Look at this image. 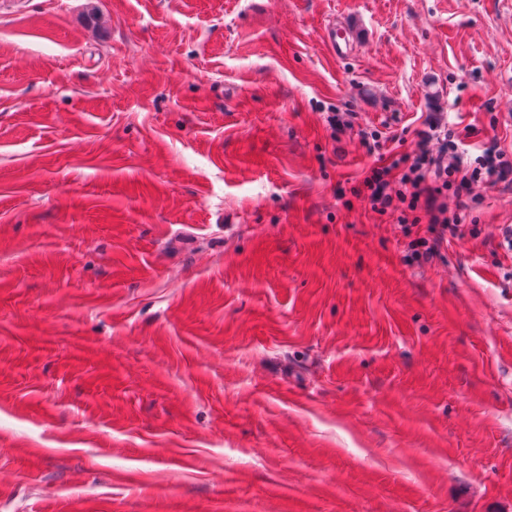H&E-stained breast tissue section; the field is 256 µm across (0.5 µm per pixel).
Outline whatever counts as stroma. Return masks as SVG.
<instances>
[{"instance_id": "stroma-1", "label": "stroma", "mask_w": 512, "mask_h": 512, "mask_svg": "<svg viewBox=\"0 0 512 512\" xmlns=\"http://www.w3.org/2000/svg\"><path fill=\"white\" fill-rule=\"evenodd\" d=\"M330 109L512 152V0H0V512H512V192L416 271ZM327 46L336 58L350 57L353 53V41L348 26L338 27L336 23L329 24L326 30Z\"/></svg>"}]
</instances>
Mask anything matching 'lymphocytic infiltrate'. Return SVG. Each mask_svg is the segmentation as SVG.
<instances>
[{"label":"lymphocytic infiltrate","mask_w":512,"mask_h":512,"mask_svg":"<svg viewBox=\"0 0 512 512\" xmlns=\"http://www.w3.org/2000/svg\"><path fill=\"white\" fill-rule=\"evenodd\" d=\"M326 121L333 136L356 131L360 146L374 157L350 193L394 221L407 241L409 266L432 264L452 239L480 236V225L466 221L468 211L483 202L484 189L512 188V153L494 142L470 146L473 127L454 131L431 120L417 130L414 150L388 155L382 132L356 128L353 113L331 112Z\"/></svg>","instance_id":"f902f5d3"}]
</instances>
